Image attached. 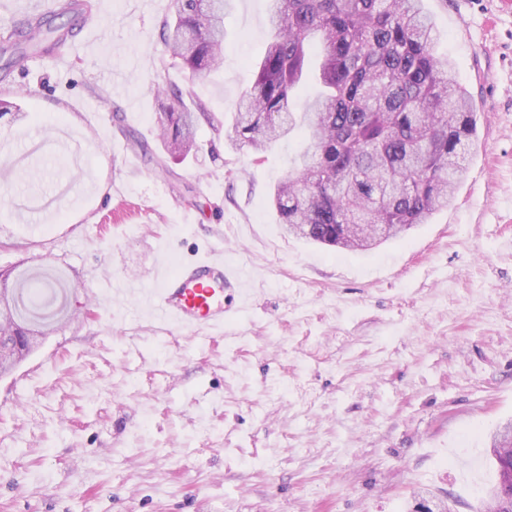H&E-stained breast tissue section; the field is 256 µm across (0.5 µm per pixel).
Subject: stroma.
I'll return each instance as SVG.
<instances>
[{
    "label": "stroma",
    "instance_id": "stroma-1",
    "mask_svg": "<svg viewBox=\"0 0 512 512\" xmlns=\"http://www.w3.org/2000/svg\"><path fill=\"white\" fill-rule=\"evenodd\" d=\"M477 107L448 209L368 252L286 234L262 164L200 124L166 155L159 38L172 0H93L89 27L0 81V269L49 283L46 339L0 375V512H480L488 436L512 420V0H424ZM232 0L230 115L269 38ZM152 157L133 150L127 131ZM222 255L249 291L214 334L140 302L158 266Z\"/></svg>",
    "mask_w": 512,
    "mask_h": 512
}]
</instances>
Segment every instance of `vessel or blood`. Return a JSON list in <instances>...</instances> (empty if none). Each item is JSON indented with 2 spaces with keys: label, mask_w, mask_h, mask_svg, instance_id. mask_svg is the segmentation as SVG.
<instances>
[{
  "label": "vessel or blood",
  "mask_w": 512,
  "mask_h": 512,
  "mask_svg": "<svg viewBox=\"0 0 512 512\" xmlns=\"http://www.w3.org/2000/svg\"><path fill=\"white\" fill-rule=\"evenodd\" d=\"M238 285L227 272L223 257L211 255L161 273L146 305L153 317L179 331L217 330L232 313L224 292Z\"/></svg>",
  "instance_id": "1"
}]
</instances>
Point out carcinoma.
I'll return each mask as SVG.
<instances>
[{
    "mask_svg": "<svg viewBox=\"0 0 512 512\" xmlns=\"http://www.w3.org/2000/svg\"><path fill=\"white\" fill-rule=\"evenodd\" d=\"M226 0H174L162 22L171 57L191 76L220 67ZM68 18V24L56 19ZM271 37L255 65L253 86L234 104L232 136L254 161L274 142L302 147L276 185L272 206L285 231L309 242L368 251L351 224H387L397 239L450 204L461 177L460 150L477 135V112L455 66L435 50L440 35L423 0H269ZM74 30L72 4L27 22L23 41L5 40L4 73L26 57L21 44L44 51ZM321 91L297 111L296 89L309 79ZM160 116L170 155L196 148L199 118L221 120L196 101L194 83L169 87ZM25 281L0 271V296L22 336H44L24 322Z\"/></svg>",
    "mask_w": 512,
    "mask_h": 512,
    "instance_id": "obj_1",
    "label": "carcinoma"
}]
</instances>
